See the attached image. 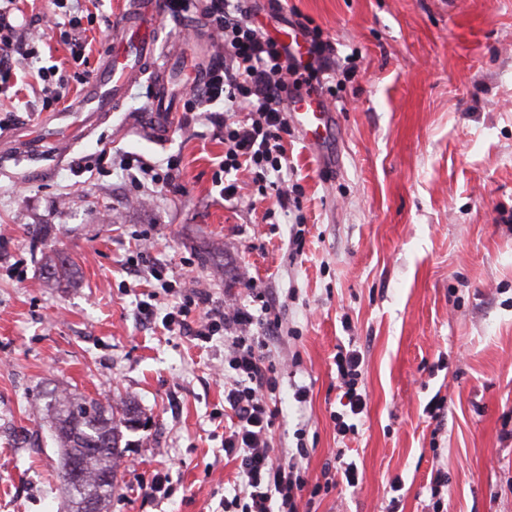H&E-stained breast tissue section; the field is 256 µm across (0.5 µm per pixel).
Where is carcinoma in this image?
Here are the masks:
<instances>
[{"label":"carcinoma","instance_id":"obj_1","mask_svg":"<svg viewBox=\"0 0 512 512\" xmlns=\"http://www.w3.org/2000/svg\"><path fill=\"white\" fill-rule=\"evenodd\" d=\"M45 412L59 448V479L71 502L90 498L96 502L97 512H103L116 491L117 464L130 447L124 441V431L146 426L141 409L129 399L104 404L81 393L54 391L47 396ZM135 416L139 418L138 426L133 424ZM75 459L83 463V479L78 488L71 484L66 473Z\"/></svg>","mask_w":512,"mask_h":512}]
</instances>
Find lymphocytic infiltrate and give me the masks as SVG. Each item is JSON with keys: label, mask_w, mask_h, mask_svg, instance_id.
<instances>
[{"label": "lymphocytic infiltrate", "mask_w": 512, "mask_h": 512, "mask_svg": "<svg viewBox=\"0 0 512 512\" xmlns=\"http://www.w3.org/2000/svg\"><path fill=\"white\" fill-rule=\"evenodd\" d=\"M16 0H0V94L12 86L23 61L37 58L35 40L27 39L6 23ZM256 0H206L202 14L210 38L224 48L208 68L202 82L193 84L187 101L194 112L224 102V157L219 174L228 178L223 191L237 189L231 175L248 169L261 192H274L288 205V188L280 174L288 163L285 143L290 133L288 112L301 89H320L333 68V45L318 27L302 22L299 30L310 45L311 65L298 75L292 59L277 39L256 27L252 18ZM247 298L233 295L213 300L209 292L186 288L183 299L163 318L166 328L191 330L206 341L224 336V356L231 375L224 383V454L237 463V481L231 497L221 501L222 512H299V502L309 484L304 466L307 449L278 456L271 428L280 411V381L263 352L264 336L280 328L275 307L266 301L257 283L247 285ZM343 388L344 408L337 413L336 434L354 431V419L367 407L361 388L362 356L351 349L336 358Z\"/></svg>", "instance_id": "f902f5d3"}]
</instances>
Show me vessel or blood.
Here are the masks:
<instances>
[{
  "mask_svg": "<svg viewBox=\"0 0 512 512\" xmlns=\"http://www.w3.org/2000/svg\"><path fill=\"white\" fill-rule=\"evenodd\" d=\"M164 14L165 0H140L135 11L122 13L112 28L110 48L83 87L75 111L97 116L119 111L127 89L145 76L149 79L150 106L143 124L157 138L172 133L176 118L169 107L173 93L169 73L175 59L157 52ZM290 117L307 144L323 151L333 132L335 114L318 93L303 92Z\"/></svg>",
  "mask_w": 512,
  "mask_h": 512,
  "instance_id": "obj_1",
  "label": "vessel or blood"
}]
</instances>
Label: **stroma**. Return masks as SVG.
<instances>
[{"mask_svg": "<svg viewBox=\"0 0 512 512\" xmlns=\"http://www.w3.org/2000/svg\"><path fill=\"white\" fill-rule=\"evenodd\" d=\"M90 62L104 53L126 0H80ZM271 35L307 18L337 50L329 83L336 134L319 165L299 130L288 169L299 204L281 210L247 173L225 199L215 183L224 136L186 111L191 69L214 50L178 42L179 121L165 139L142 124L146 82L122 111L81 132L62 17L52 0H21L12 24L43 33V66L69 76L66 96L41 106L28 78L0 100V512H66L44 397L66 387L137 402L147 428L117 471L108 512H218L233 488L224 455V338L166 330L178 297L163 280L215 297L255 281L279 304L266 354L281 383L277 454L304 446L320 478L337 449L363 479L321 492L300 512H424L430 482L448 484L445 512H512V0H280ZM61 116L64 145L40 161L16 140ZM140 188L127 171L164 173ZM301 234L303 250L289 243ZM155 297L152 319L138 306ZM363 356L367 409L336 435L339 351ZM309 389L306 404L294 385ZM442 398L441 420L426 406ZM169 494L150 495L154 476Z\"/></svg>", "mask_w": 512, "mask_h": 512, "instance_id": "stroma-1", "label": "stroma"}]
</instances>
